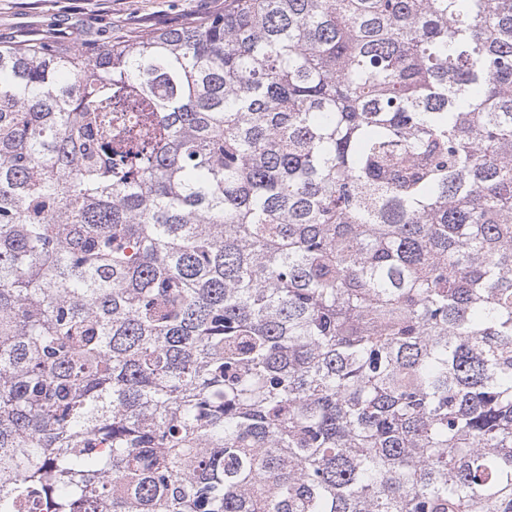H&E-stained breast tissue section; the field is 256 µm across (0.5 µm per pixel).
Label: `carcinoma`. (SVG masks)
I'll list each match as a JSON object with an SVG mask.
<instances>
[{"label":"carcinoma","mask_w":512,"mask_h":512,"mask_svg":"<svg viewBox=\"0 0 512 512\" xmlns=\"http://www.w3.org/2000/svg\"><path fill=\"white\" fill-rule=\"evenodd\" d=\"M0 512H512V0L0 45Z\"/></svg>","instance_id":"obj_1"}]
</instances>
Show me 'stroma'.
<instances>
[{"label":"stroma","mask_w":512,"mask_h":512,"mask_svg":"<svg viewBox=\"0 0 512 512\" xmlns=\"http://www.w3.org/2000/svg\"><path fill=\"white\" fill-rule=\"evenodd\" d=\"M223 11L224 0H0V43L48 39L91 48Z\"/></svg>","instance_id":"1"}]
</instances>
